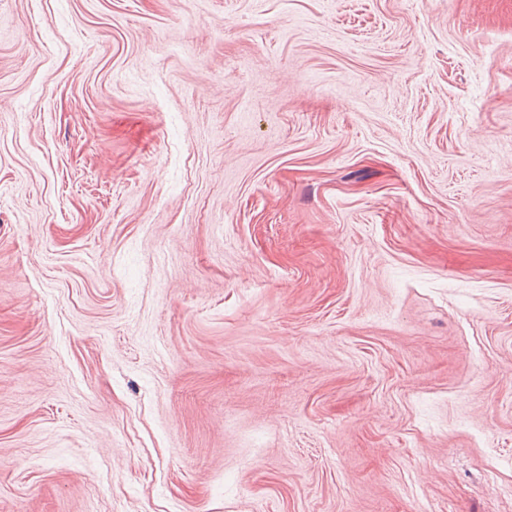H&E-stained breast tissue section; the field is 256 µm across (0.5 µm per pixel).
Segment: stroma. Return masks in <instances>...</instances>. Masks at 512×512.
<instances>
[{
  "instance_id": "35a3bbf8",
  "label": "stroma",
  "mask_w": 512,
  "mask_h": 512,
  "mask_svg": "<svg viewBox=\"0 0 512 512\" xmlns=\"http://www.w3.org/2000/svg\"><path fill=\"white\" fill-rule=\"evenodd\" d=\"M0 512H512V0H0Z\"/></svg>"
}]
</instances>
